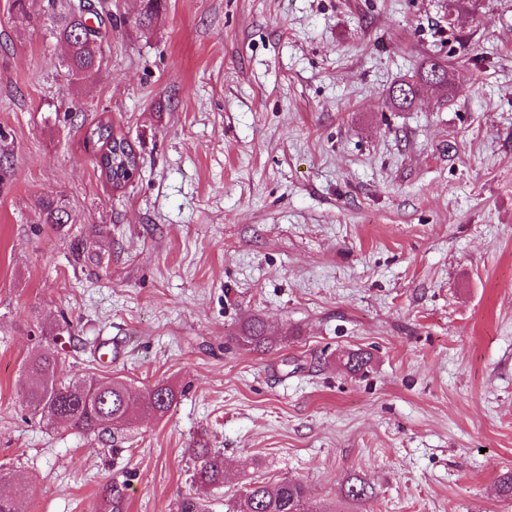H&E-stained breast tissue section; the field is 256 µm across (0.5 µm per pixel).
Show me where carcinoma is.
Instances as JSON below:
<instances>
[{"mask_svg": "<svg viewBox=\"0 0 512 512\" xmlns=\"http://www.w3.org/2000/svg\"><path fill=\"white\" fill-rule=\"evenodd\" d=\"M79 0H48L51 7V34L64 43L67 53L64 68L75 81L96 77L102 65V49L108 29L103 15L92 9L87 12L75 8ZM162 7V0H142L140 12L134 18L135 26L147 29ZM440 68L448 75L446 90L455 88L448 66L437 59H427L421 64L420 75ZM427 83L402 88L397 85L389 91L393 108L410 107ZM86 144L94 149L100 171L116 189L124 187L139 167V157L110 121H100L86 132ZM43 223L62 234L72 216L62 200H43L40 203ZM71 257L76 264L100 263L101 257L88 245V238L81 237L71 243ZM64 334L68 340L76 339L71 324L64 322L41 327L39 350L22 363L24 400L33 415L41 417L46 426L70 429L82 434L114 436L136 423L144 415L164 417L183 391L167 384H156L151 397L143 405L132 397L125 381L98 378L94 375L77 380H64L58 368L64 359L57 338ZM243 341L259 351H266L274 339L264 334L260 322L248 327ZM193 463L191 484L197 489L219 488L224 484V455L203 445L188 449ZM125 485L112 483L102 491L105 512H126ZM346 501L357 504L374 495L373 488L358 476L348 478L344 486ZM25 492L16 488L11 472L0 467V512H24ZM230 512H335L327 506L311 505V494L306 484L296 478H285L274 484L252 479L243 486L241 493L228 504Z\"/></svg>", "mask_w": 512, "mask_h": 512, "instance_id": "cac0c4a2", "label": "carcinoma"}]
</instances>
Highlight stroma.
Here are the masks:
<instances>
[{
	"label": "stroma",
	"instance_id": "35a3bbf8",
	"mask_svg": "<svg viewBox=\"0 0 512 512\" xmlns=\"http://www.w3.org/2000/svg\"><path fill=\"white\" fill-rule=\"evenodd\" d=\"M27 2L0 0V465L26 512H100L115 481L176 512L199 443L224 453L208 512L251 477L338 512H512V0H164L144 30L100 0L84 83ZM429 58L455 91L392 108ZM107 118L141 158L120 190L84 143ZM95 228L101 263L71 266ZM62 319L63 378L185 396L112 442L47 428L21 365ZM352 475L373 499L343 501ZM40 211L43 224H50L52 230L59 234H64L67 224H72V216L61 199L42 200Z\"/></svg>",
	"mask_w": 512,
	"mask_h": 512
}]
</instances>
